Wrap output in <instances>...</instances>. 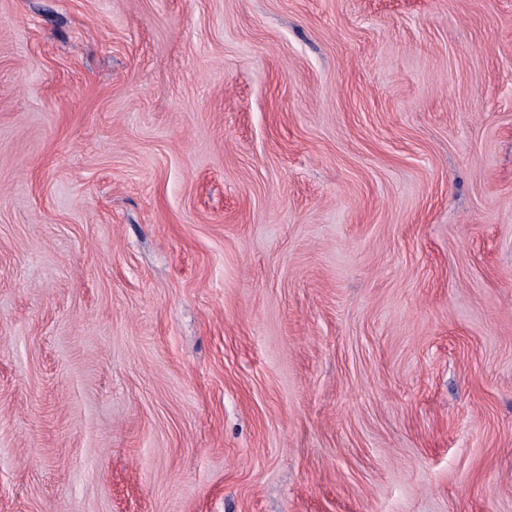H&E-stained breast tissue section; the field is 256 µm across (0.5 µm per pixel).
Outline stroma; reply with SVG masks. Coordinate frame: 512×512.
<instances>
[{
    "label": "stroma",
    "instance_id": "obj_1",
    "mask_svg": "<svg viewBox=\"0 0 512 512\" xmlns=\"http://www.w3.org/2000/svg\"><path fill=\"white\" fill-rule=\"evenodd\" d=\"M0 512H512V0H0Z\"/></svg>",
    "mask_w": 512,
    "mask_h": 512
}]
</instances>
